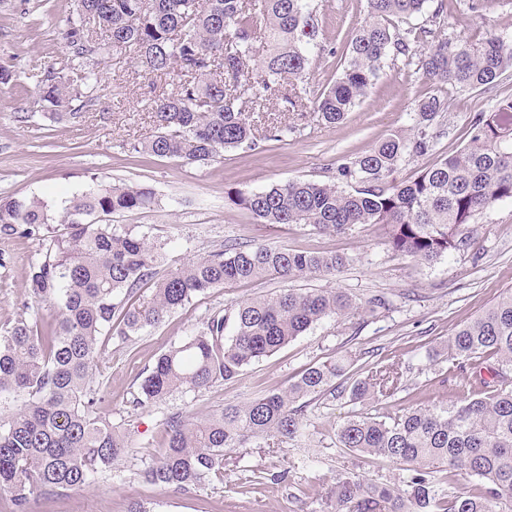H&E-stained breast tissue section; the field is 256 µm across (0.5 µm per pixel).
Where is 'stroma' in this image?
Here are the masks:
<instances>
[{"mask_svg": "<svg viewBox=\"0 0 512 512\" xmlns=\"http://www.w3.org/2000/svg\"><path fill=\"white\" fill-rule=\"evenodd\" d=\"M314 22L322 49L298 89L313 99L338 78L340 56L365 16L366 0H316ZM437 31L446 37H469L490 30L512 45V0H447ZM76 0H0V198L38 196L53 211L82 191L90 176L105 183L152 188L159 202L148 209L121 211L108 221L164 243L167 262L178 266L224 244L247 242L317 254L343 253L353 261L340 272L292 281L267 278L209 289L171 313L159 326L132 341H110L96 373L105 392L97 404L103 417L122 426L133 456L116 461L94 483L59 495H40L31 512H126L131 500L150 502L153 512H326L309 494L327 488L346 472L372 483H397L402 471L388 462L361 456L336 445V430L360 412L390 416L423 403L442 406L453 395L440 379L448 363L439 355L449 336L498 297L512 289V204L477 214L471 249L426 264L396 256L382 225L345 233H321L304 224L268 226L234 205L232 191H259L292 180L328 181L346 156L369 150L394 132L408 131L416 102L431 90L422 74L402 63L388 65L369 94L348 112L343 123L325 125L316 113L290 111L283 99L266 104L291 129L281 137L258 139L256 146L224 152L206 164L157 158L131 152L130 143L151 138L152 100L170 87L148 84L133 59L113 53L99 66L93 99L79 117L55 118L43 111L35 76L61 68L69 48L61 36L63 21ZM451 105L438 122L447 132L436 155L401 163L395 182L462 147L457 132L475 114L492 112L498 99L512 96V71L485 89L454 90ZM41 240L0 235V336L23 314L29 297L25 277ZM342 289L362 305L350 317H330L271 356L246 366L224 384L200 392H178L150 409L131 401L147 369L171 344L183 341L209 314L242 300L271 296L289 288ZM384 297L388 309L366 311L367 302ZM351 360L337 378L341 394L324 396L307 408L302 436L277 448H242L228 456L224 477L196 489L157 488L137 471L164 448L160 425L164 414L179 412L199 421L227 403H244L257 395L287 388L305 368L340 357ZM398 362L399 392L370 405L352 401L350 389L372 368ZM278 474L275 483L246 484L253 470Z\"/></svg>", "mask_w": 512, "mask_h": 512, "instance_id": "obj_1", "label": "stroma"}]
</instances>
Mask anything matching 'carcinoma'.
Segmentation results:
<instances>
[{"instance_id": "obj_1", "label": "carcinoma", "mask_w": 512, "mask_h": 512, "mask_svg": "<svg viewBox=\"0 0 512 512\" xmlns=\"http://www.w3.org/2000/svg\"><path fill=\"white\" fill-rule=\"evenodd\" d=\"M314 0H78L65 19L70 54L38 80L42 101L83 108L98 84L92 63L110 51L130 50L142 77H178L154 99L156 134L130 150L207 165L227 150L254 144L256 123L273 97L298 107L294 87L306 76L318 29ZM445 0H366V15L350 39L340 77L316 99L313 111L341 123L381 77L388 59L417 63L432 92L417 101L410 133L390 134L344 160L331 182L295 180L230 200L262 224H306L343 233L381 224L390 249L433 263L470 247L472 218L512 203V97L475 115L466 144L423 168L412 181L391 180L397 166L432 152L449 109L446 88L477 89L512 70V47L486 33L439 37L433 26ZM425 24L400 31L413 16ZM264 39L266 59L254 63ZM153 190L94 182L65 200L55 215L38 199L0 200V234L42 240L29 263L25 288L33 304L0 336V490L13 512H30L36 495L83 487L133 453L127 436L97 412L95 370L101 337L131 340L209 288L268 277L333 274L352 258L260 244L235 243L158 274L164 247L145 235L117 230L92 215L148 208ZM64 232L55 231V225ZM152 284L145 296L141 290ZM53 311L46 321L43 307ZM358 304L340 289H290L247 299L209 315L189 338L161 353L138 385L132 403L150 407L176 392L210 389L239 375L324 318L355 314ZM448 375L457 399L418 404L380 419L354 415L339 425L340 447L379 456L407 472L403 485L366 483L346 472L317 492L332 512H512V291L448 340ZM345 359L306 368L281 391L228 404L203 421L180 413L161 420L165 449L137 476L160 488L187 490L224 474L225 457L239 448H273L302 434L300 400L316 401L339 387ZM396 367L377 370L351 388V398L375 402L397 391ZM450 490L436 488L435 474ZM462 474L477 482L458 493Z\"/></svg>"}]
</instances>
